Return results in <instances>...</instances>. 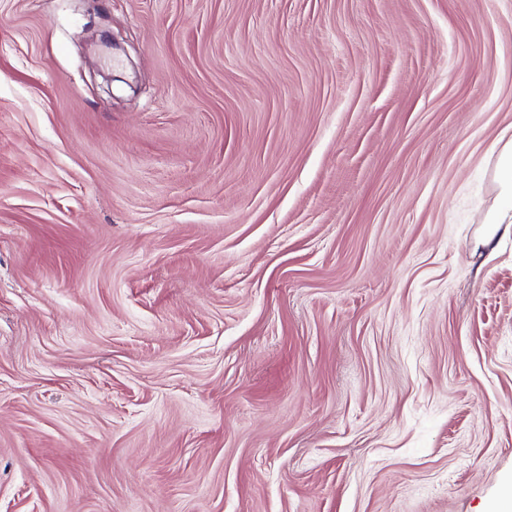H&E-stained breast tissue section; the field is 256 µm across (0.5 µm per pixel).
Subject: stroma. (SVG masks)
I'll use <instances>...</instances> for the list:
<instances>
[{
	"instance_id": "stroma-1",
	"label": "stroma",
	"mask_w": 512,
	"mask_h": 512,
	"mask_svg": "<svg viewBox=\"0 0 512 512\" xmlns=\"http://www.w3.org/2000/svg\"><path fill=\"white\" fill-rule=\"evenodd\" d=\"M502 136L512 0H0V512H491Z\"/></svg>"
}]
</instances>
